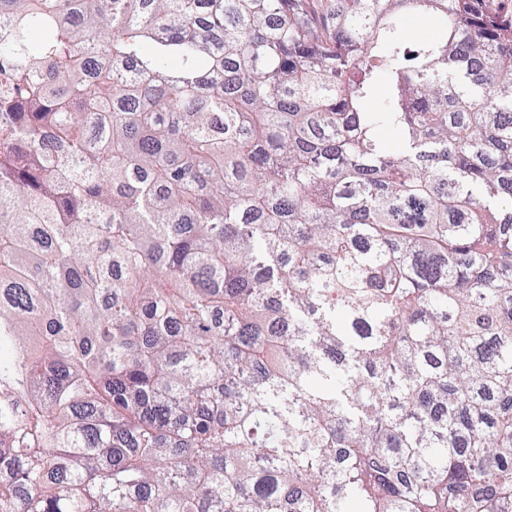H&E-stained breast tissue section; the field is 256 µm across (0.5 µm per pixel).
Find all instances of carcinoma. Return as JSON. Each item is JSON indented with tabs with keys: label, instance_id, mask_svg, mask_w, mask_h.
I'll return each instance as SVG.
<instances>
[{
	"label": "carcinoma",
	"instance_id": "1",
	"mask_svg": "<svg viewBox=\"0 0 512 512\" xmlns=\"http://www.w3.org/2000/svg\"><path fill=\"white\" fill-rule=\"evenodd\" d=\"M509 225L483 0H0V512H512Z\"/></svg>",
	"mask_w": 512,
	"mask_h": 512
}]
</instances>
